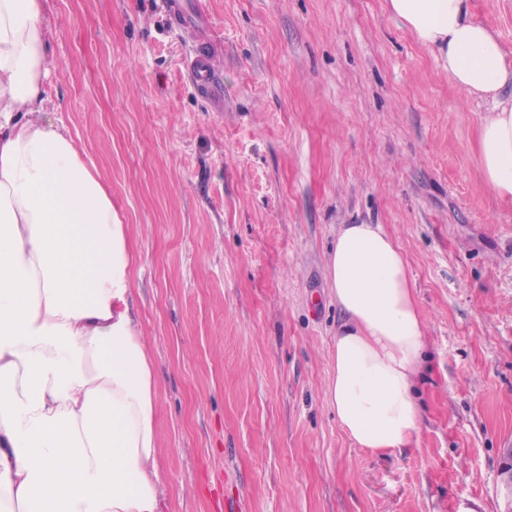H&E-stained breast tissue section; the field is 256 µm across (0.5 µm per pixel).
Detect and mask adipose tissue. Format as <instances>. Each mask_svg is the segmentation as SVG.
Listing matches in <instances>:
<instances>
[{
	"mask_svg": "<svg viewBox=\"0 0 512 512\" xmlns=\"http://www.w3.org/2000/svg\"><path fill=\"white\" fill-rule=\"evenodd\" d=\"M466 97L488 104L483 185L512 202V49L471 0H386ZM45 0H0V512H162L159 370L136 321L137 255L112 193L44 117ZM345 319L330 404L373 452L418 431L426 322L397 240L346 224L327 263Z\"/></svg>",
	"mask_w": 512,
	"mask_h": 512,
	"instance_id": "ef3b65f1",
	"label": "adipose tissue"
}]
</instances>
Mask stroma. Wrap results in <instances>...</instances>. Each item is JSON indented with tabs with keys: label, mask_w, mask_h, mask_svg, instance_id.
Wrapping results in <instances>:
<instances>
[{
	"label": "stroma",
	"mask_w": 512,
	"mask_h": 512,
	"mask_svg": "<svg viewBox=\"0 0 512 512\" xmlns=\"http://www.w3.org/2000/svg\"><path fill=\"white\" fill-rule=\"evenodd\" d=\"M223 105L165 0H47L45 117L112 190L161 374L165 512H501L512 443V203L488 109L385 0H202ZM472 11L512 47V0ZM345 224L400 243L426 318L418 439L358 447L328 398ZM217 58L205 48L193 50L187 59V71L193 85L200 90H208L213 83ZM499 477L505 491L506 506L502 512L512 511V446L503 448L499 464Z\"/></svg>",
	"instance_id": "stroma-1"
}]
</instances>
